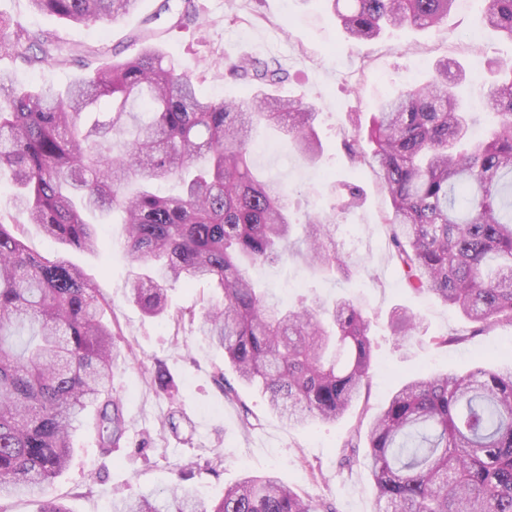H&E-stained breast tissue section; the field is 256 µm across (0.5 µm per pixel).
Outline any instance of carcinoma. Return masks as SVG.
I'll use <instances>...</instances> for the list:
<instances>
[{"mask_svg":"<svg viewBox=\"0 0 512 512\" xmlns=\"http://www.w3.org/2000/svg\"><path fill=\"white\" fill-rule=\"evenodd\" d=\"M139 0H30L70 23L117 21ZM455 0H327L356 42L386 27L427 29ZM169 29L196 22L193 0H163ZM485 24L512 39V0H485ZM0 45L28 66L66 61L56 40L0 20ZM144 31L137 50L61 89L15 90L0 71V171L29 223L75 249L98 241L88 214L118 211L121 245L154 265L131 298L149 317L168 314V286L206 281L212 296L202 331L224 351L239 383L264 395L290 425L334 422L362 396L376 368L371 323L361 302L297 301L284 307L250 275L285 257L292 222L288 191L256 175L252 131L279 130L311 160L323 152L317 112L271 87L288 80L275 60L224 62L226 74H253L243 97L212 100ZM482 94L497 117L484 140L468 138L469 115L448 62L425 84L380 102L369 127L345 141L350 160L378 173L390 199L385 215L395 267L408 287L458 309L467 326L430 343L446 347L512 326V65ZM176 181L160 196L154 186ZM308 261L348 270L336 247L335 215L303 224ZM108 302L84 272L62 257L32 251L0 221V498L44 497L43 512H69L46 497L67 468L71 435L95 410L98 447L119 446L128 429L113 369L126 353L103 319ZM420 319L390 315L406 342ZM368 448L374 512H512V364L467 374L417 375L391 396L366 432L347 447ZM200 465L181 468L161 492L112 502V512H334L301 497L277 476L247 474L215 504L187 484Z\"/></svg>","mask_w":512,"mask_h":512,"instance_id":"carcinoma-1","label":"carcinoma"}]
</instances>
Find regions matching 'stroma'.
I'll use <instances>...</instances> for the list:
<instances>
[{
  "instance_id": "35a3bbf8",
  "label": "stroma",
  "mask_w": 512,
  "mask_h": 512,
  "mask_svg": "<svg viewBox=\"0 0 512 512\" xmlns=\"http://www.w3.org/2000/svg\"><path fill=\"white\" fill-rule=\"evenodd\" d=\"M199 24L164 33L159 40L198 89L212 98L240 95L245 83L224 77L225 61L242 57L277 59L288 73L285 89L312 104L323 145L317 163L301 158L280 136L254 133V164L264 175L288 187L294 222L320 211L335 213L340 230L353 238L350 278L311 268L304 245L292 237L287 262L254 270V278L277 299L298 296L333 299L358 297L371 322L379 366L366 395L333 423L288 426L274 415L257 390L239 387L241 403L228 401L216 375L224 353L211 345L189 312H200L210 296L206 284L177 283L168 292L169 313L143 315L129 299V289L144 264L133 261L120 244L121 225L103 218L96 225L98 250L81 251L47 238L37 225L15 211L8 186H0V220L20 223L27 245L47 257L62 256L82 269L110 302L107 318L116 341L129 356L115 371L114 388L122 399L129 429L121 447L100 453L93 425L73 438L69 468L49 489L70 512H111L113 498L146 490L160 491L177 479L180 467L207 463L192 480L199 496L212 503L244 474L275 473L295 491L333 504L336 512H373L375 487L366 450L344 462L343 449L352 429L367 426L388 403L396 388L420 373H465L496 366L512 357V326L460 344L437 348L430 337L454 332L466 320L456 309L424 292L404 287L391 261L388 228L383 217L389 198L377 174L352 167L342 149L356 125H369L378 103L410 83H422L444 60L465 70L462 89L479 93L496 78L499 65H512V41L485 29L472 0H457L447 20L430 29L403 27L382 33L366 44L349 39L323 0H198ZM160 0H140L138 9L115 22L93 26L70 24L35 12L29 0H0V18L55 37L72 54L89 58L88 66L47 63L30 68L0 48V69L13 71L17 88H60L87 76L90 67L132 54L134 38L156 14ZM236 23H228V16ZM360 189L348 205L347 185ZM416 313L423 324L419 336L398 347L389 327L394 308ZM174 384L164 394L154 384L157 370ZM259 424L244 429L242 407Z\"/></svg>"
}]
</instances>
